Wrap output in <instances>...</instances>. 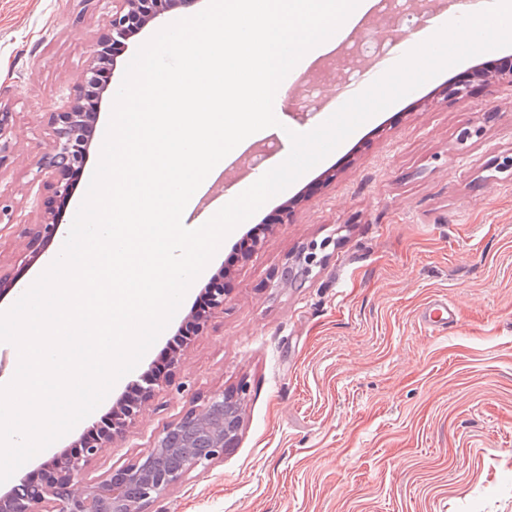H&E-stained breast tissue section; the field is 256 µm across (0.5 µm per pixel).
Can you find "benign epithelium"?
Returning <instances> with one entry per match:
<instances>
[{"mask_svg": "<svg viewBox=\"0 0 512 512\" xmlns=\"http://www.w3.org/2000/svg\"><path fill=\"white\" fill-rule=\"evenodd\" d=\"M109 33L99 44L90 64L77 80V94L69 95L52 116L50 151L37 162L40 173L51 178V198L45 204V216L37 236H54L61 224V214L72 196L70 173L86 163L93 126L98 121L104 93L109 85L101 76L114 66L112 49L125 47L126 41L149 23L160 19L173 0H114ZM12 113L0 110V164L9 150L8 134ZM329 242L318 247L325 249ZM316 247H311L288 268L284 279L292 284L305 279L321 265ZM246 387L234 392H215L203 405L188 409L181 418L168 425L158 439L141 456L107 475L94 486L84 482L87 463L122 432L135 405L118 401L112 413L124 418L112 420V429L95 442L84 444L74 453L63 450L42 463L54 479L37 485L24 476L18 483L0 492V512H45L49 500L57 504L55 512H146V506L162 497L190 470L208 466L236 446L244 419L243 394Z\"/></svg>", "mask_w": 512, "mask_h": 512, "instance_id": "benign-epithelium-1", "label": "benign epithelium"}]
</instances>
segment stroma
<instances>
[{"instance_id": "obj_1", "label": "stroma", "mask_w": 512, "mask_h": 512, "mask_svg": "<svg viewBox=\"0 0 512 512\" xmlns=\"http://www.w3.org/2000/svg\"><path fill=\"white\" fill-rule=\"evenodd\" d=\"M208 0L176 6L128 42L112 74L120 87L137 49ZM110 0H0V108L13 115L0 165V286L11 307L69 231L36 232L51 194L36 162L50 147L49 117L108 30ZM332 53L313 60L281 105L282 129L242 141L224 159L222 196L184 223L212 217L253 176L243 159L285 160L289 131L312 129L345 98ZM452 66L359 127L336 150L237 226L169 325L105 400L25 465L70 448L146 372L210 277L222 309L174 355L162 387L87 464L93 483L135 460L163 429L215 392L245 387L238 444L196 468L147 512H512V88L474 81L447 97ZM318 110L300 108L307 84ZM113 104L105 96L89 159L69 203L76 212L100 158ZM277 211L281 223L232 267V246ZM320 266L301 285L282 269L311 245ZM452 304L447 328L423 313Z\"/></svg>"}]
</instances>
